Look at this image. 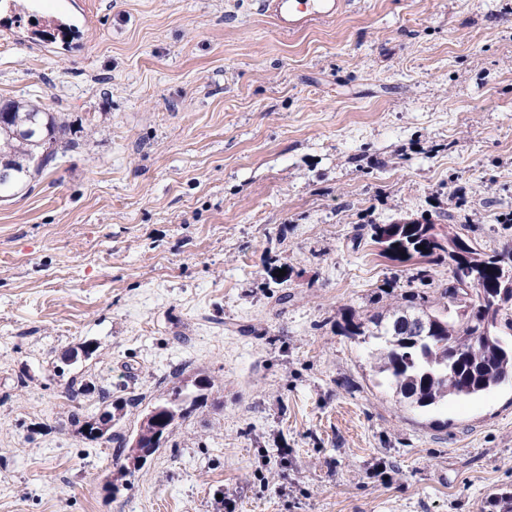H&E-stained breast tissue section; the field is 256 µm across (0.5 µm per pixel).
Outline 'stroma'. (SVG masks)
Returning a JSON list of instances; mask_svg holds the SVG:
<instances>
[{"label":"stroma","instance_id":"35a3bbf8","mask_svg":"<svg viewBox=\"0 0 512 512\" xmlns=\"http://www.w3.org/2000/svg\"><path fill=\"white\" fill-rule=\"evenodd\" d=\"M18 2L0 105L80 146L0 195V512H487L512 489L511 384L412 410L337 328L409 288L358 225L453 211L512 245V0H342L294 33L261 0H72L87 25ZM199 373L207 407L108 493L138 418L85 442L72 408L148 410Z\"/></svg>","mask_w":512,"mask_h":512}]
</instances>
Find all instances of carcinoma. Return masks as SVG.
<instances>
[{
  "instance_id": "carcinoma-1",
  "label": "carcinoma",
  "mask_w": 512,
  "mask_h": 512,
  "mask_svg": "<svg viewBox=\"0 0 512 512\" xmlns=\"http://www.w3.org/2000/svg\"><path fill=\"white\" fill-rule=\"evenodd\" d=\"M0 117V167L10 170L15 188H24L55 162L59 155L79 146L71 137L65 120L37 106L23 107L9 101ZM433 224H400L379 256L399 263L448 264L446 280L430 281L422 267L411 282H432L430 288H411L384 309L360 315L347 309L338 324L340 333L363 337L374 346L372 357L398 402L414 409L435 407L448 398H471L505 384L512 376V311L502 313L492 307L499 295V267L504 255L496 250H479L469 236L450 232L441 240L430 237ZM195 390L189 405L175 400L182 390L156 404L164 415L163 430L141 419L136 433L138 447L128 448L126 463L119 466L123 476L141 468L161 442L172 435L178 421L207 406L212 377L197 374L191 380ZM89 418L73 411L70 423L76 434L88 442L112 439L115 414L123 406L110 402Z\"/></svg>"
}]
</instances>
